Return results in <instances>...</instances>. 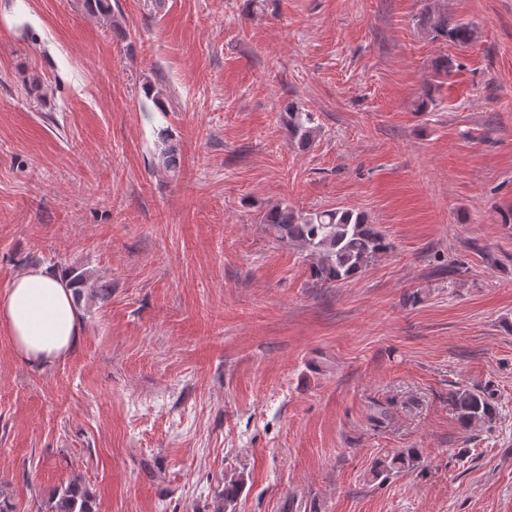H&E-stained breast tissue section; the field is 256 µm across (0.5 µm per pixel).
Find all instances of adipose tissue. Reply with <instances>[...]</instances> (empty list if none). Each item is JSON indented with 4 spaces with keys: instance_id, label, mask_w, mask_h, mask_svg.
<instances>
[{
    "instance_id": "adipose-tissue-1",
    "label": "adipose tissue",
    "mask_w": 512,
    "mask_h": 512,
    "mask_svg": "<svg viewBox=\"0 0 512 512\" xmlns=\"http://www.w3.org/2000/svg\"><path fill=\"white\" fill-rule=\"evenodd\" d=\"M0 328L31 368L52 365L72 353L81 339L73 286L47 267L25 268L0 289Z\"/></svg>"
}]
</instances>
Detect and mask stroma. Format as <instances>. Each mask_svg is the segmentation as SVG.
Listing matches in <instances>:
<instances>
[{"mask_svg": "<svg viewBox=\"0 0 512 512\" xmlns=\"http://www.w3.org/2000/svg\"><path fill=\"white\" fill-rule=\"evenodd\" d=\"M431 2L469 45L423 33L421 0H112L108 23L0 0V289L95 285L45 369L0 330L15 512L74 480L96 512H214L231 475L235 512H512V0ZM280 202L393 248L321 286L259 222ZM471 386L499 412L467 431ZM402 448L420 467L369 481ZM453 67L454 64L452 62V59L448 58V55H442L438 58V60L435 63L434 66V79H432V82L429 84L427 88L424 89V91L421 94L420 100L418 101L417 110L420 112H425L428 108V102H432V94H431V87L432 85L440 86L443 84L444 81L441 80H447L449 76L453 73ZM438 84V85H437ZM289 139L301 148L310 147L316 138L318 125L311 112H304L296 102H288L283 109ZM460 426L466 430L489 424L497 406L492 390L485 387L459 388L450 395Z\"/></svg>", "mask_w": 512, "mask_h": 512, "instance_id": "1", "label": "stroma"}]
</instances>
